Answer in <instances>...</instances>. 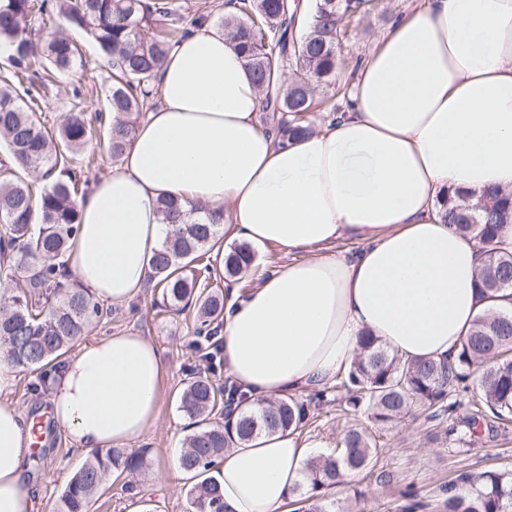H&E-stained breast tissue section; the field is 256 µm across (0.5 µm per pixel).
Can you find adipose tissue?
<instances>
[{"label": "adipose tissue", "mask_w": 512, "mask_h": 512, "mask_svg": "<svg viewBox=\"0 0 512 512\" xmlns=\"http://www.w3.org/2000/svg\"><path fill=\"white\" fill-rule=\"evenodd\" d=\"M158 106L79 199L71 274L104 304L131 300L169 234L159 203L203 204L227 240L292 253L259 286L224 294V369L254 400L335 386L364 334L406 359L454 357L487 306L478 244L441 220L447 191H512V0H412L361 63L350 106L277 145L224 30L167 55ZM359 241L354 251L338 242ZM159 348L135 332L81 345L47 402L75 451L125 448L165 394ZM32 421L0 401V512H38ZM307 445L291 432L230 448L213 477L226 512H282Z\"/></svg>", "instance_id": "ef3b65f1"}]
</instances>
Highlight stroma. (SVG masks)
<instances>
[{
  "mask_svg": "<svg viewBox=\"0 0 512 512\" xmlns=\"http://www.w3.org/2000/svg\"><path fill=\"white\" fill-rule=\"evenodd\" d=\"M376 8L365 15L348 18L337 48L338 65L329 81L319 83V96L333 99L345 108L352 76L360 63L378 45L389 25L407 5V0H375ZM39 36L63 31L81 49L65 73L45 78L43 70L33 80H47L40 109L47 126L59 125L73 100L88 109L103 105L110 86L107 58L91 36L65 19L35 21ZM191 311L177 313L165 309L158 289L144 287L131 301L113 306L107 321L91 331L106 336L118 331H135L156 343L166 364L170 390L155 424L140 443L147 453V465L135 479L136 492L125 490L122 481L90 504V512H192L187 484L173 487L163 472L171 455L179 453L185 435L186 419L178 409L179 393L186 372L195 364L189 345L195 333ZM432 424L421 409L412 416L376 427L382 452L374 473H360L349 484L338 488L328 499L332 512H396L400 490L413 486L425 496L451 480L458 469L498 467L512 470V427L494 431L481 443L464 449L461 445L428 442ZM46 450L28 477L39 499V512H52L69 475L81 465L83 454L72 451L69 440L58 430L46 436Z\"/></svg>",
  "mask_w": 512,
  "mask_h": 512,
  "instance_id": "obj_1",
  "label": "stroma"
}]
</instances>
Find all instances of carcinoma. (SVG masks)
<instances>
[{
	"mask_svg": "<svg viewBox=\"0 0 512 512\" xmlns=\"http://www.w3.org/2000/svg\"><path fill=\"white\" fill-rule=\"evenodd\" d=\"M371 0H315L311 21L302 24L297 0H238L237 13L218 18L231 41L248 61L262 95L263 111L276 121V135L287 142L312 131L314 112L336 107L314 96L311 83L300 78L283 86L280 68L288 58L318 82L328 80L337 66L336 48L344 19L367 9ZM49 18L64 16L83 28L112 57V76L104 107L89 112L75 107L49 132L39 112V91L24 85L21 74L44 60L66 72L78 54L64 36L41 42L28 31L33 11ZM212 20L200 14L191 19L179 0H0V41L12 47L9 60L18 83L0 85V143L11 165L0 163V276L11 280L15 267L26 280L0 302V353L15 366L36 375L29 385L37 394L71 346L104 317L87 288L71 282L62 258L77 230V196L87 187L75 155L94 138L114 157L120 156L134 133L130 116L157 94V71L169 53L193 28ZM60 178L34 193L25 175L39 168ZM162 213L174 231L154 254L150 280L162 290L167 305L178 313L196 308L197 333L212 340L214 321L224 313V291L218 279L241 278L255 263L245 243L226 251L220 224L200 207H192L181 221L178 203L162 201ZM444 222L472 236L480 248L482 265L477 288L488 301H512V253L498 248L497 235L512 224V195L488 190L474 205H463L449 193L441 204ZM207 370L216 366L213 345L192 346ZM512 309L493 305L480 316L452 359H403L376 337H361L360 349L340 383L341 400L375 423L405 416L413 407L428 412L442 427L434 440L465 443L494 424L512 422ZM478 399L460 415L461 394L470 392L475 372ZM246 397L239 387L191 372L179 397L188 423L180 453V467L193 474L188 497L194 512H224L221 486L205 476L224 456V449L252 441L263 433L304 428L312 412L327 402L318 391L309 398L287 402L257 401L240 407ZM220 414L224 422L211 421ZM379 448L365 426L348 428L336 448L310 458L303 483L294 489L302 512H328L329 491L377 460ZM146 466L143 451L102 448L92 451L71 474L54 512H88L92 498L110 488L112 478L134 477ZM398 512H512V470L462 471L440 488L434 499L416 491L402 495Z\"/></svg>",
	"mask_w": 512,
	"mask_h": 512,
	"instance_id": "carcinoma-1",
	"label": "carcinoma"
}]
</instances>
